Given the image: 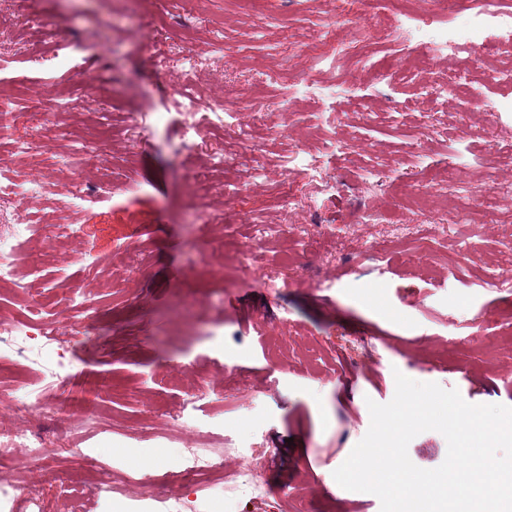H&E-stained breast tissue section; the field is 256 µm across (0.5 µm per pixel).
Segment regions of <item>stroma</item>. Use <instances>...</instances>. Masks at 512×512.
<instances>
[{"label":"stroma","instance_id":"35a3bbf8","mask_svg":"<svg viewBox=\"0 0 512 512\" xmlns=\"http://www.w3.org/2000/svg\"><path fill=\"white\" fill-rule=\"evenodd\" d=\"M25 9L26 24L0 27V83L29 89L8 97L10 109L36 107L40 132L18 126L0 137V177L39 179L43 196L18 198L19 218L46 222L69 217L84 225L81 238L33 241L23 270L38 268L33 284L44 315L62 333L73 382L44 392L46 412L23 409L39 388V369L15 354H0V426L42 440L33 463L0 462V484L29 469L50 512H63L67 492L81 512H122L102 477L117 471L147 476L132 488L144 502L188 481L183 449L196 431L223 437L224 466L252 463L266 491L225 504L210 477L197 478L205 512H277L293 502L299 512H381L377 496L336 487L333 472L370 426L368 401L388 403L395 373L458 389L471 404L512 407V325L494 312L512 302L493 278H511L512 240L485 224L464 187L483 174L481 161L512 154V86L480 82L466 54L438 58L433 72L411 51L422 40L468 31L483 34L468 14L447 18L438 30H416L387 14L396 41L378 33L392 61L410 73L395 83L380 77L375 61L351 66L346 58L312 65V36L323 15L318 0H204L184 15L177 0H0V16ZM163 13L170 46L202 53L195 76L152 70L139 32L141 17ZM224 23V46L210 50L214 21ZM54 31L59 58L45 41ZM112 59L113 87L91 112L74 115L67 103L100 54ZM304 88L270 79L276 54ZM464 71L468 88L433 94L436 72ZM224 101V126L207 130L183 151L177 101L183 90ZM410 108L398 120L369 123L361 104ZM498 106L495 139L475 124L476 113ZM263 113L264 139L242 145L236 125L243 113ZM340 113L329 129L327 113ZM355 143H348V131ZM39 135L38 156L15 153L17 140ZM99 149L91 166L111 185L112 199L70 213L57 193L66 156L82 144ZM345 146L346 156L335 152ZM327 158L335 191L316 194L291 163L297 150ZM223 155L224 172L210 207L228 219L191 236L197 209L189 189L194 171ZM456 168L462 188L448 199L430 198L427 211L409 209L405 193L428 178L444 180ZM296 209H289V201ZM363 207L382 221L370 237L390 236L395 224L424 231L368 257L367 238L351 230ZM308 225L326 239L318 254L303 251L298 236L268 239L260 260L286 280L272 291L260 284L239 244L261 225ZM224 248L220 275L205 271L216 246ZM90 252L94 264L79 261ZM330 285L316 287L319 278ZM93 304L74 320L72 298ZM460 345L447 351L449 337ZM70 405L60 413L57 403Z\"/></svg>","mask_w":512,"mask_h":512}]
</instances>
